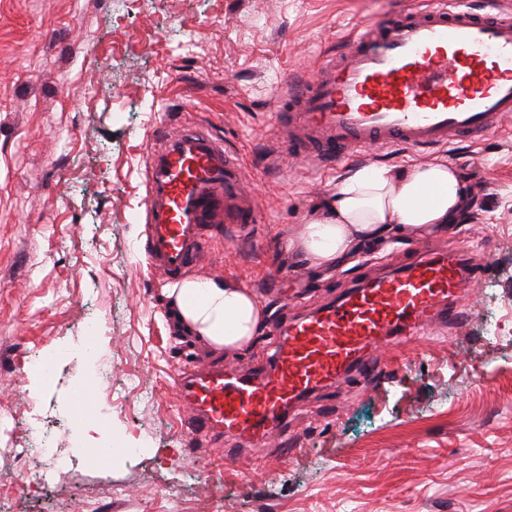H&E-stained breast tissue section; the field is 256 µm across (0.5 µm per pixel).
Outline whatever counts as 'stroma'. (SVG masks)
<instances>
[{"instance_id": "1", "label": "stroma", "mask_w": 512, "mask_h": 512, "mask_svg": "<svg viewBox=\"0 0 512 512\" xmlns=\"http://www.w3.org/2000/svg\"><path fill=\"white\" fill-rule=\"evenodd\" d=\"M425 0H0V492L12 512H512V117L485 136L426 151L400 146L329 167L270 165L272 115L354 22L385 23ZM198 126L238 148L260 221L216 225L194 278L239 283L266 323L229 353L181 330L169 283L147 264L143 197L150 150ZM441 161L473 199L451 223L392 225L336 265L298 246L337 182L361 168ZM461 245L484 271L462 324L384 352L385 374L350 378L300 402L287 443L224 451L186 445L176 380L196 359L246 372L273 343L270 322L316 311L361 278L394 273L412 244ZM97 349L79 357L86 321ZM54 355L52 380L27 360ZM112 458L23 474L14 423L53 417L58 447L86 427L75 378Z\"/></svg>"}]
</instances>
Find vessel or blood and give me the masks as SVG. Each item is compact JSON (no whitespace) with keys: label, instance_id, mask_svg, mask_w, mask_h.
<instances>
[{"label":"vessel or blood","instance_id":"obj_1","mask_svg":"<svg viewBox=\"0 0 512 512\" xmlns=\"http://www.w3.org/2000/svg\"><path fill=\"white\" fill-rule=\"evenodd\" d=\"M276 115L286 156L323 165L395 144L428 148L479 138L512 115V13L496 0H432L429 7L369 28L356 22L336 54ZM242 156L211 133L183 128L149 156L145 255L167 279L201 259L213 224L257 219ZM403 271L374 275L346 296L277 328L262 371L190 366L177 390L188 435L267 444L286 435L296 403L350 374H380L381 349L424 337L464 315L461 299L482 266L452 247L418 246Z\"/></svg>","mask_w":512,"mask_h":512}]
</instances>
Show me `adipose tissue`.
I'll return each instance as SVG.
<instances>
[{"mask_svg":"<svg viewBox=\"0 0 512 512\" xmlns=\"http://www.w3.org/2000/svg\"><path fill=\"white\" fill-rule=\"evenodd\" d=\"M464 197L459 172L442 162L360 170L337 184L329 215L305 226L300 248L314 265L331 266L355 241L377 237L389 225L418 231L450 222ZM170 296L185 330L217 349L244 348L265 318L258 300L227 280L189 278Z\"/></svg>","mask_w":512,"mask_h":512,"instance_id":"1","label":"adipose tissue"}]
</instances>
